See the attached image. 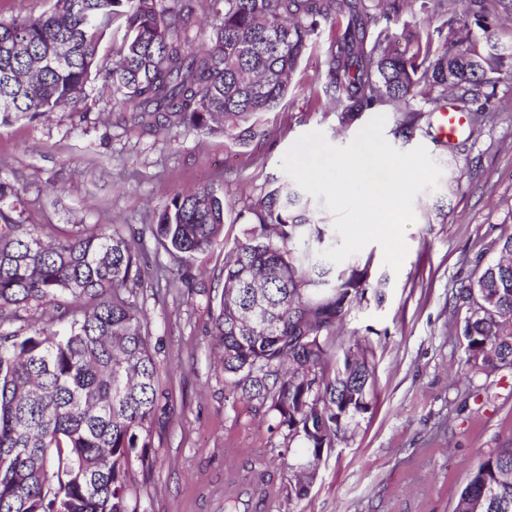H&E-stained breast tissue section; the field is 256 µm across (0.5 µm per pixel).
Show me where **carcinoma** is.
Returning <instances> with one entry per match:
<instances>
[{
	"label": "carcinoma",
	"instance_id": "carcinoma-1",
	"mask_svg": "<svg viewBox=\"0 0 512 512\" xmlns=\"http://www.w3.org/2000/svg\"><path fill=\"white\" fill-rule=\"evenodd\" d=\"M400 0H56L37 18L0 23V125L77 108L98 72L108 35H121L106 81L114 109L141 132L184 128L236 141L269 137L267 115L285 99L290 75L323 24L348 19L327 50L323 92L348 127L379 108L413 133L425 118L407 98L418 88L436 105L489 99L494 75L512 64V45L462 34L448 19L442 47L393 46L378 16H398ZM214 22L195 30V7ZM481 25L486 0H466ZM64 55L25 83L35 57ZM227 204L212 188L174 196L148 230L175 256L217 244ZM243 240L224 256V285L210 307L212 333L231 393L267 406L268 430L283 448H307L275 483L270 464L252 469L258 497L307 495L326 449L372 407L367 346L337 344L347 315L366 299L368 265L320 256L336 239L317 204L284 180L247 206ZM498 262L460 288L467 315L457 328L468 362L512 366V235ZM145 271L122 224L47 232L0 210V512H141L132 460L144 472L154 433L174 414L158 388V348L137 305ZM20 323L16 329L11 325ZM456 512H512V449L488 456L461 490Z\"/></svg>",
	"mask_w": 512,
	"mask_h": 512
}]
</instances>
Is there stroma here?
Wrapping results in <instances>:
<instances>
[{"instance_id":"35a3bbf8","label":"stroma","mask_w":512,"mask_h":512,"mask_svg":"<svg viewBox=\"0 0 512 512\" xmlns=\"http://www.w3.org/2000/svg\"><path fill=\"white\" fill-rule=\"evenodd\" d=\"M390 27L407 48L410 35L440 47L448 34L433 0H412ZM343 23L321 26L290 79L281 106L268 116L266 143L242 144L223 134L175 129L148 136L121 123L102 78L86 86L78 110L0 125V180L18 193L14 216L24 224L106 226L139 230L149 292L139 303L160 353L159 386L175 409L151 450L157 465L136 485L144 512H224V470L239 473L273 459L280 435L268 433L267 409L234 399L211 336L208 301L223 286L224 255L243 231L237 218L270 182L283 178L281 159L303 134L319 130L345 146L359 125L338 129L319 81L326 51ZM384 137L400 151L424 146L442 170L438 186L415 199V221L400 271L384 263L380 245L369 281L383 301L352 310L344 344L366 340L373 350L375 398L347 438L325 451L307 496L273 501L270 512H454L471 472L486 457L512 448V368L478 370L456 334L466 315L458 298L479 266L498 258L512 234V74L501 75L483 115H468L452 141L437 132L396 133L386 112ZM211 187L233 205L221 242L180 261L156 245L142 225L176 195ZM194 274L166 300L171 272Z\"/></svg>"}]
</instances>
